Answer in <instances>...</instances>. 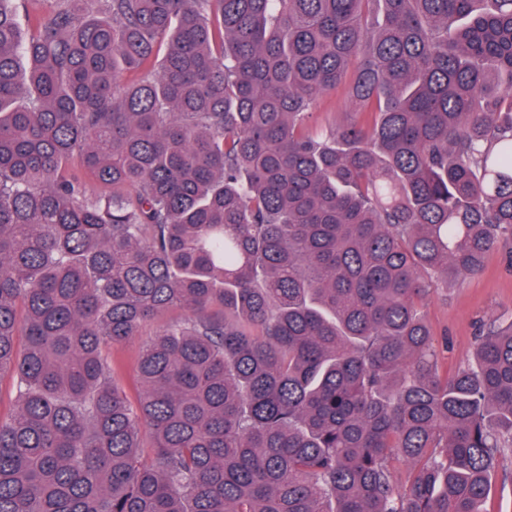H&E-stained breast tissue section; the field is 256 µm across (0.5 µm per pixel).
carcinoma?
<instances>
[{
  "label": "carcinoma",
  "mask_w": 512,
  "mask_h": 512,
  "mask_svg": "<svg viewBox=\"0 0 512 512\" xmlns=\"http://www.w3.org/2000/svg\"><path fill=\"white\" fill-rule=\"evenodd\" d=\"M53 2L0 0V512H486L512 321L450 378L425 307L512 250V0ZM26 1L19 5L17 14L20 28L24 34L31 32L30 18L33 19L37 11H45L52 6V3L46 0H20ZM343 90L330 92L320 103L317 109V117L314 130L325 131L327 128L356 119L352 112L346 111L343 103ZM182 315V311L175 309L145 322L139 329L137 336L128 339L112 351L111 357L117 363L114 377L117 384L126 392L129 398H136L140 389L136 376V366L143 343L157 334L165 323L179 319Z\"/></svg>",
  "instance_id": "carcinoma-1"
}]
</instances>
